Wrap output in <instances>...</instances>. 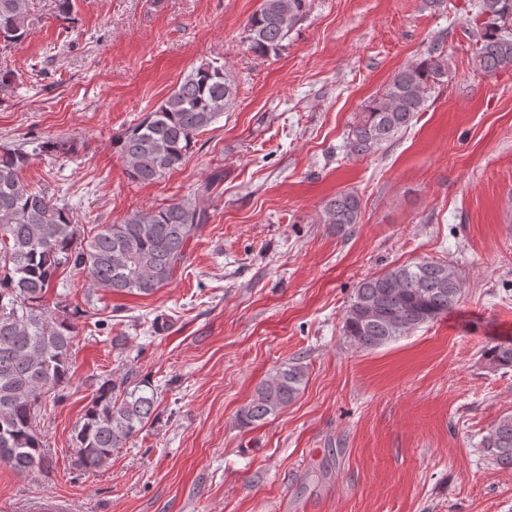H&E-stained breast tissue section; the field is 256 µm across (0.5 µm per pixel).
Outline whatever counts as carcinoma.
Returning <instances> with one entry per match:
<instances>
[{
    "label": "carcinoma",
    "mask_w": 512,
    "mask_h": 512,
    "mask_svg": "<svg viewBox=\"0 0 512 512\" xmlns=\"http://www.w3.org/2000/svg\"><path fill=\"white\" fill-rule=\"evenodd\" d=\"M308 0H262L249 17L245 40L261 57L277 55L303 20ZM472 23L473 63L484 74L512 68V0H478ZM29 34L26 0H0V45ZM448 78L439 45L399 69L381 93L361 108L347 136L349 154L373 155L390 146L426 111L432 92ZM237 88L213 60L194 68L154 110L115 140L128 179L152 183L183 165L195 136L235 100ZM69 140H46L28 152L0 147V464L18 475L44 468L47 449L38 429L46 402L69 397L70 351L78 335V309L46 295L61 270L91 288L148 296L172 283L187 261L186 248L209 223L208 195L223 173L211 176L190 199L135 213L120 224L81 233L65 198L36 189L21 173L35 154H67ZM360 200L340 192L327 200L322 220L340 232L360 220ZM455 268L424 260L399 265L357 283L344 314L343 333L360 349L374 350L453 309L461 298ZM491 361L512 366V344L489 348ZM306 369L285 363L261 384L239 413L249 425L265 420L299 394ZM155 395L106 380L95 389L71 435L72 468L80 474L107 466L115 449L138 434L155 411ZM484 456L512 469V415L502 417L481 442Z\"/></svg>",
    "instance_id": "1"
}]
</instances>
